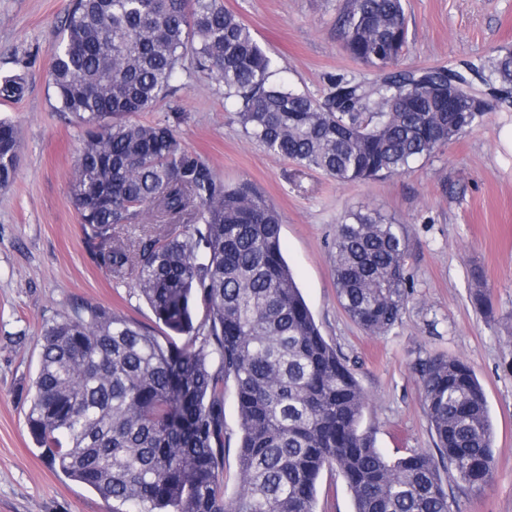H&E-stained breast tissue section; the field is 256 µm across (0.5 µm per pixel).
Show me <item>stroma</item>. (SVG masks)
Returning <instances> with one entry per match:
<instances>
[{"label": "stroma", "mask_w": 512, "mask_h": 512, "mask_svg": "<svg viewBox=\"0 0 512 512\" xmlns=\"http://www.w3.org/2000/svg\"><path fill=\"white\" fill-rule=\"evenodd\" d=\"M72 0H0V78L27 92L0 100V120L20 130L17 176L0 189V512H107L96 491L66 477L32 438L25 413L44 323L92 303L146 325L155 316L132 282L93 259L69 194L81 129L58 112L50 66ZM275 59L295 89L317 98L333 75L371 76L345 49L338 14L345 0H223ZM406 67H443L512 50V0H403ZM175 97L133 114L172 125L224 179L254 183L282 215L283 255L325 340L364 389L363 427L389 458L434 451L417 367L445 355L464 360L482 384L495 427V474L480 494L441 469L449 512H512V151L500 135L512 104L490 99L480 124L401 175L339 184L269 154L247 138L224 89L179 74ZM373 210L406 226L411 284L401 324L367 335L341 308L332 274L336 226L349 211ZM480 269L492 304L472 301ZM235 389L224 391L222 488H239ZM316 512H354L337 471L324 472Z\"/></svg>", "instance_id": "35a3bbf8"}]
</instances>
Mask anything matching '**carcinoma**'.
I'll return each instance as SVG.
<instances>
[{
    "label": "carcinoma",
    "instance_id": "carcinoma-1",
    "mask_svg": "<svg viewBox=\"0 0 512 512\" xmlns=\"http://www.w3.org/2000/svg\"><path fill=\"white\" fill-rule=\"evenodd\" d=\"M350 56L373 78L329 77L318 101L275 79L274 60L221 0H73L51 83L83 130L70 187L97 263L130 279L176 335L86 304L43 327L27 414L30 434L69 479L109 512H315L324 471L341 474L354 512H448L446 462L474 493L494 475V429L483 387L464 361L438 356L418 373L437 454L394 460L361 429L367 398L322 336L282 254V218L250 181L224 184L166 123L129 120L176 91L183 60L224 85L245 134L268 153L338 183L405 173L459 139L484 111L446 110L445 67L395 69L408 49L403 0H346ZM469 71L512 88V50ZM22 77L0 80L19 101ZM20 143L0 121V188ZM140 228L130 241L122 227ZM403 224L346 214L333 254L336 295L366 334L389 333L409 297ZM473 302L491 311L480 275ZM202 307L204 317L194 323ZM233 381L241 485L225 498L224 389Z\"/></svg>",
    "mask_w": 512,
    "mask_h": 512
}]
</instances>
